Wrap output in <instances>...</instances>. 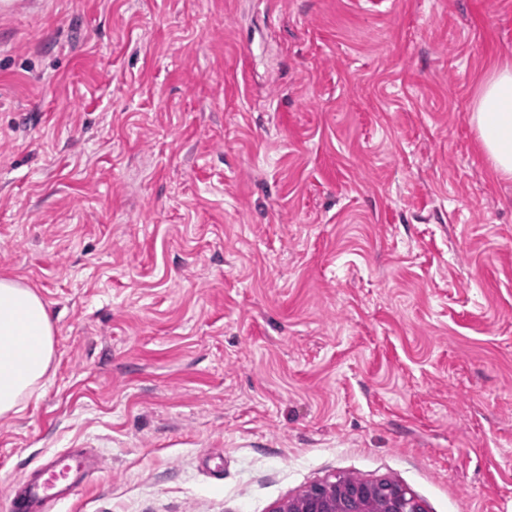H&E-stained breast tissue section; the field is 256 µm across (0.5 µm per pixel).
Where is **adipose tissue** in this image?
Listing matches in <instances>:
<instances>
[{
  "mask_svg": "<svg viewBox=\"0 0 512 512\" xmlns=\"http://www.w3.org/2000/svg\"><path fill=\"white\" fill-rule=\"evenodd\" d=\"M471 120L492 171L512 178L511 62L495 64L483 74ZM55 356V328L47 304L19 280L0 277V417L26 409Z\"/></svg>",
  "mask_w": 512,
  "mask_h": 512,
  "instance_id": "adipose-tissue-1",
  "label": "adipose tissue"
}]
</instances>
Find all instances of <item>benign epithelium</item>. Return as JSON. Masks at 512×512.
Listing matches in <instances>:
<instances>
[{
  "label": "benign epithelium",
  "instance_id": "7a95c632",
  "mask_svg": "<svg viewBox=\"0 0 512 512\" xmlns=\"http://www.w3.org/2000/svg\"><path fill=\"white\" fill-rule=\"evenodd\" d=\"M380 500L379 512H425L423 502L396 482L361 481L338 486L334 480L312 484L304 497L282 502L272 512H365L371 497Z\"/></svg>",
  "mask_w": 512,
  "mask_h": 512
}]
</instances>
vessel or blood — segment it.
<instances>
[{
    "label": "vessel or blood",
    "instance_id": "vessel-or-blood-1",
    "mask_svg": "<svg viewBox=\"0 0 512 512\" xmlns=\"http://www.w3.org/2000/svg\"><path fill=\"white\" fill-rule=\"evenodd\" d=\"M102 469L101 460H88L86 453L64 451L54 454L27 477L21 496L10 503L12 512H57L78 488Z\"/></svg>",
    "mask_w": 512,
    "mask_h": 512
}]
</instances>
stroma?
<instances>
[{"label":"stroma","mask_w":512,"mask_h":512,"mask_svg":"<svg viewBox=\"0 0 512 512\" xmlns=\"http://www.w3.org/2000/svg\"><path fill=\"white\" fill-rule=\"evenodd\" d=\"M512 0H8L0 276L56 359L0 512H271L347 474L512 512V179L470 122ZM95 460L88 468V455ZM102 469L101 458L88 451H64L54 454L39 468L36 476L29 475L23 494L10 503L13 512H56L59 505L70 500L78 488ZM74 476L73 479H70Z\"/></svg>","instance_id":"stroma-1"}]
</instances>
